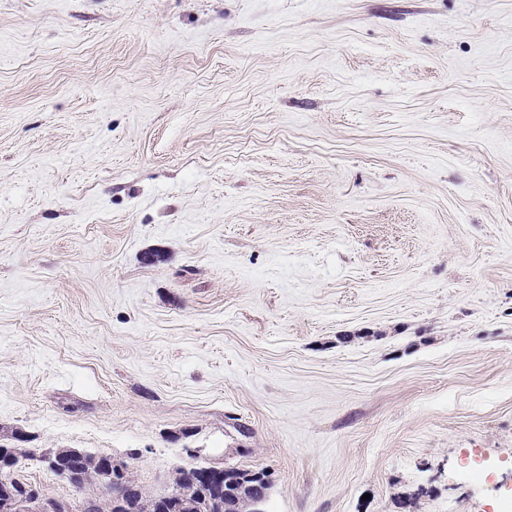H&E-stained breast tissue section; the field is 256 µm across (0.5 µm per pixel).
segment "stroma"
Here are the masks:
<instances>
[{
	"mask_svg": "<svg viewBox=\"0 0 512 512\" xmlns=\"http://www.w3.org/2000/svg\"><path fill=\"white\" fill-rule=\"evenodd\" d=\"M1 444L512 512V0H0Z\"/></svg>",
	"mask_w": 512,
	"mask_h": 512,
	"instance_id": "35a3bbf8",
	"label": "stroma"
}]
</instances>
